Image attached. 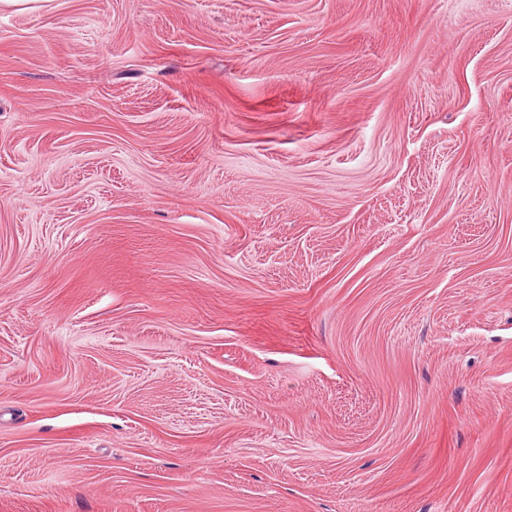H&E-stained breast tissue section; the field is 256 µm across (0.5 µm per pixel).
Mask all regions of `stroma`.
I'll use <instances>...</instances> for the list:
<instances>
[{"mask_svg":"<svg viewBox=\"0 0 512 512\" xmlns=\"http://www.w3.org/2000/svg\"><path fill=\"white\" fill-rule=\"evenodd\" d=\"M0 512H512V0L1 7Z\"/></svg>","mask_w":512,"mask_h":512,"instance_id":"1","label":"stroma"}]
</instances>
